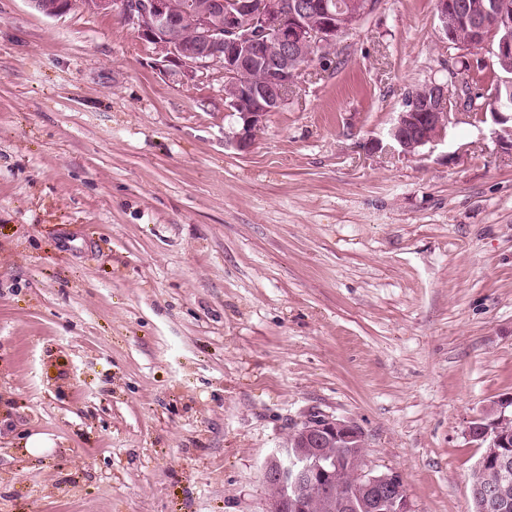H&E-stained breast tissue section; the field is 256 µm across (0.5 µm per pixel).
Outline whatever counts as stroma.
Returning <instances> with one entry per match:
<instances>
[{"instance_id": "obj_1", "label": "stroma", "mask_w": 512, "mask_h": 512, "mask_svg": "<svg viewBox=\"0 0 512 512\" xmlns=\"http://www.w3.org/2000/svg\"><path fill=\"white\" fill-rule=\"evenodd\" d=\"M497 71L437 0H376L241 153L220 65L0 0V512H265L312 413L413 512H472L467 426L512 394V152L489 121L384 139L414 87Z\"/></svg>"}]
</instances>
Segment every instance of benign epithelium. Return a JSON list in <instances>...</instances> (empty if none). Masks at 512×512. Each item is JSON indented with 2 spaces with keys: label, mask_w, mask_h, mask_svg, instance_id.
<instances>
[{
  "label": "benign epithelium",
  "mask_w": 512,
  "mask_h": 512,
  "mask_svg": "<svg viewBox=\"0 0 512 512\" xmlns=\"http://www.w3.org/2000/svg\"><path fill=\"white\" fill-rule=\"evenodd\" d=\"M28 2L47 17L62 16L74 6V0ZM80 5L91 12L119 15L155 46L162 63L190 79L209 64H220L226 81L236 84L229 104L243 121L233 140L241 152L251 148L267 114L288 102L307 60L334 47L359 14L370 8L366 0H349L316 18L315 0H81ZM437 14L439 30L448 43L468 49L495 44L503 82L512 84V13L492 9L483 0H437ZM460 16L468 24L465 40L458 37ZM270 43L275 49L262 59L264 79L257 84L236 83L257 59L259 47ZM453 84V80L425 84L422 97L410 98L397 113L389 138L400 153L410 155L436 141L451 119L460 115L480 121L491 116L499 125V143L512 150V98L498 96L488 114L465 113V96L459 89L451 91ZM467 435L487 449L476 471L489 477V484L474 487L473 512H487L493 504L499 512H512V458L503 452L512 446V395L494 401L473 418ZM301 446L319 452L310 457L293 452ZM364 447V433L350 422L325 416L305 419L264 465V479L271 490L268 512H313L307 489L332 492L329 479L341 469V451ZM341 490L345 506L368 499L374 512H412L403 479L395 471H375L363 465Z\"/></svg>",
  "instance_id": "7a95c632"
}]
</instances>
